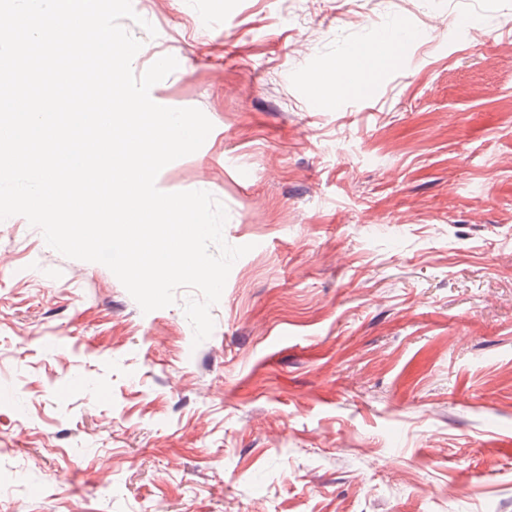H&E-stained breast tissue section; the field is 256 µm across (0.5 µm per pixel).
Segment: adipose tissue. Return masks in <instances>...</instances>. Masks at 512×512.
<instances>
[{
  "label": "adipose tissue",
  "mask_w": 512,
  "mask_h": 512,
  "mask_svg": "<svg viewBox=\"0 0 512 512\" xmlns=\"http://www.w3.org/2000/svg\"><path fill=\"white\" fill-rule=\"evenodd\" d=\"M401 47L395 43L366 42L336 58L318 82L326 96L360 95L400 58Z\"/></svg>",
  "instance_id": "1"
}]
</instances>
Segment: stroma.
Instances as JSON below:
<instances>
[{
  "mask_svg": "<svg viewBox=\"0 0 512 512\" xmlns=\"http://www.w3.org/2000/svg\"><path fill=\"white\" fill-rule=\"evenodd\" d=\"M213 129L160 191L250 245L193 345L0 221V512H512V0H132ZM406 26L362 96L314 83Z\"/></svg>",
  "mask_w": 512,
  "mask_h": 512,
  "instance_id": "obj_1",
  "label": "stroma"
}]
</instances>
